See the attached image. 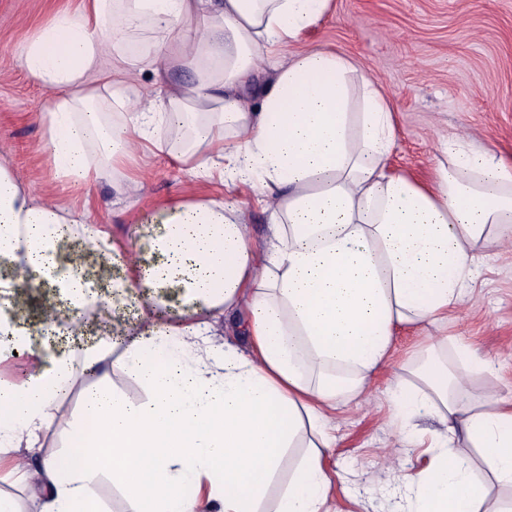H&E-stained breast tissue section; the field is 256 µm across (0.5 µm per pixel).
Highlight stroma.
Here are the masks:
<instances>
[{
  "label": "stroma",
  "instance_id": "stroma-1",
  "mask_svg": "<svg viewBox=\"0 0 512 512\" xmlns=\"http://www.w3.org/2000/svg\"><path fill=\"white\" fill-rule=\"evenodd\" d=\"M80 4L0 0V162L17 184L62 207L89 208L116 246L113 278L124 276L133 259L134 224L147 223L160 202L188 189L237 199L254 235L263 236L267 214L248 188L229 191L217 182L190 181L161 157H137L132 169L139 184L129 194L113 188L108 174L89 190L55 177L37 118L46 93L18 65L15 52L56 11ZM311 47L346 56L378 80L397 118L393 168L429 177L441 140L456 136L512 159V0H331L321 23L278 56L287 61ZM429 335L447 337V345L432 354L447 359L469 397H512V239L477 249L462 303L431 333L416 326L398 330L389 363L361 397L338 408L332 422L336 446L326 465L350 493L337 495L334 512H395L393 491L403 475L425 466L440 426L422 415L401 428L389 391L426 359ZM458 343L489 360L491 370H472L457 357ZM90 382L82 368H74L59 401L67 421L45 434L44 455L68 458V424L80 416Z\"/></svg>",
  "mask_w": 512,
  "mask_h": 512
}]
</instances>
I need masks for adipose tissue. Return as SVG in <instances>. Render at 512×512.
<instances>
[{
	"instance_id": "1",
	"label": "adipose tissue",
	"mask_w": 512,
	"mask_h": 512,
	"mask_svg": "<svg viewBox=\"0 0 512 512\" xmlns=\"http://www.w3.org/2000/svg\"><path fill=\"white\" fill-rule=\"evenodd\" d=\"M330 0H82L34 29L18 53L48 94L44 149L62 181L91 187L163 130L189 127L174 160L195 181L250 186L268 213L256 242L240 206L180 195L137 226L144 248L124 278L101 286L113 244L89 209L62 210L21 189L0 164V360L34 351L40 367L0 382V451L34 449L61 421L68 353L35 345L15 315L23 284L57 285L68 321L86 310L141 301L133 336L100 337L83 351L97 376L83 419L71 425L67 467L25 462L40 512H103L108 476L131 512H260L291 448H306L275 512H331L336 482L324 458L336 444L330 413L390 359L397 329L430 326L459 305L486 230L512 231V160L454 138L430 179L391 168L395 113L380 85L346 57L309 48L290 62L279 47L321 21ZM112 56V73L101 67ZM156 77L136 97L131 75ZM184 70L186 81L168 74ZM81 243L80 256L63 251ZM58 312L47 313L43 329ZM222 317L241 345L211 344ZM121 370L133 399L107 377ZM423 388L392 390L401 426L419 414L441 426L426 467L404 477L407 512H506L492 485L512 487V404L466 402L446 365L431 362ZM477 448L478 476L455 449Z\"/></svg>"
}]
</instances>
